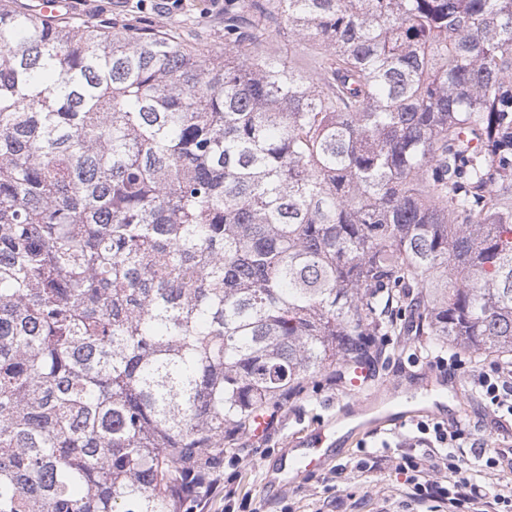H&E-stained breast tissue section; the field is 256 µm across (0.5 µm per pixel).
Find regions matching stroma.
I'll return each instance as SVG.
<instances>
[{
	"label": "stroma",
	"mask_w": 512,
	"mask_h": 512,
	"mask_svg": "<svg viewBox=\"0 0 512 512\" xmlns=\"http://www.w3.org/2000/svg\"><path fill=\"white\" fill-rule=\"evenodd\" d=\"M163 3L164 0H147V7L142 10L137 0H76V10L68 20L119 23L134 18L152 28L176 32L190 22L198 29L200 44L223 52L224 17L207 13V0H190L187 11L176 16L168 15ZM435 357V351L416 337H395L373 371L376 383L389 387L378 410L398 413L422 398L439 376ZM472 364V358H465L463 368L456 371L460 392L450 395L449 400L472 439L483 444L486 456L499 457L500 463L494 468L486 467L469 448L455 449L454 455L462 475L479 472L481 482L495 490L512 485V459L499 455L503 439L512 436V428L498 427L486 415L469 384L468 368ZM350 402L340 386L307 389L279 411L277 422L262 438L246 434L239 443L225 446L222 479L226 486L200 497L197 512H238L245 499L250 501L253 512H416V504L407 495L405 477L396 469L399 458L410 451L408 437L416 424L412 418L353 439L322 473L286 487L268 484L271 470L283 464L297 441L323 421L335 418L338 404ZM370 458L380 459V468L359 472L357 462ZM228 488L233 491L229 497L224 494Z\"/></svg>",
	"instance_id": "35a3bbf8"
}]
</instances>
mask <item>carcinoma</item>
Instances as JSON below:
<instances>
[{
	"label": "carcinoma",
	"instance_id": "1",
	"mask_svg": "<svg viewBox=\"0 0 512 512\" xmlns=\"http://www.w3.org/2000/svg\"><path fill=\"white\" fill-rule=\"evenodd\" d=\"M394 336L512 355V0H236L222 54L0 6V512H188ZM269 47L275 53L282 56L288 63L290 60L298 67H303L308 62L310 55L316 52L315 45L310 41H299L288 45V38L275 33L270 34L262 45Z\"/></svg>",
	"mask_w": 512,
	"mask_h": 512
}]
</instances>
